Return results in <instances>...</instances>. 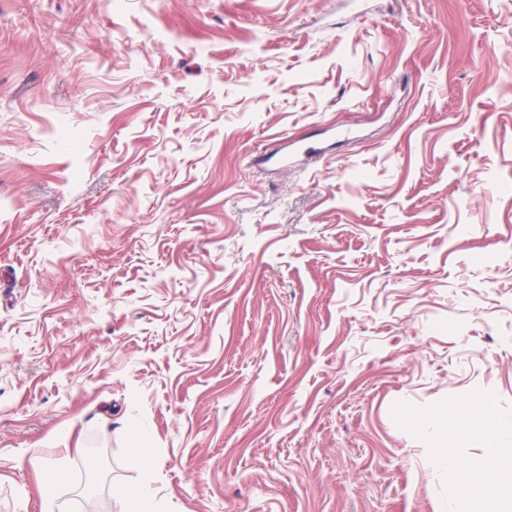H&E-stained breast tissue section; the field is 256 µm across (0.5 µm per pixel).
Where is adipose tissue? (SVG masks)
Returning a JSON list of instances; mask_svg holds the SVG:
<instances>
[{"mask_svg": "<svg viewBox=\"0 0 512 512\" xmlns=\"http://www.w3.org/2000/svg\"><path fill=\"white\" fill-rule=\"evenodd\" d=\"M440 421L456 419L459 427L468 428L474 421H482L490 430L488 454L491 458L512 465V426L494 417L489 404L476 406L468 417H455L453 410L446 409L438 414ZM436 464L448 473V496L457 504L456 512H470L471 500H480L483 512H501L505 502L512 500V474L486 482L483 465L459 461L450 448L437 449Z\"/></svg>", "mask_w": 512, "mask_h": 512, "instance_id": "ef3b65f1", "label": "adipose tissue"}]
</instances>
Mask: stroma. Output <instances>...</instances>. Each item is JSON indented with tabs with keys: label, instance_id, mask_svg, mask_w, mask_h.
Instances as JSON below:
<instances>
[{
	"label": "stroma",
	"instance_id": "35a3bbf8",
	"mask_svg": "<svg viewBox=\"0 0 512 512\" xmlns=\"http://www.w3.org/2000/svg\"><path fill=\"white\" fill-rule=\"evenodd\" d=\"M483 399L512 0H0V512H453ZM131 466L142 472V483L136 489H125L122 493L127 497H132L136 501L137 510L134 512H153L152 509V478L143 455L134 457Z\"/></svg>",
	"mask_w": 512,
	"mask_h": 512
}]
</instances>
